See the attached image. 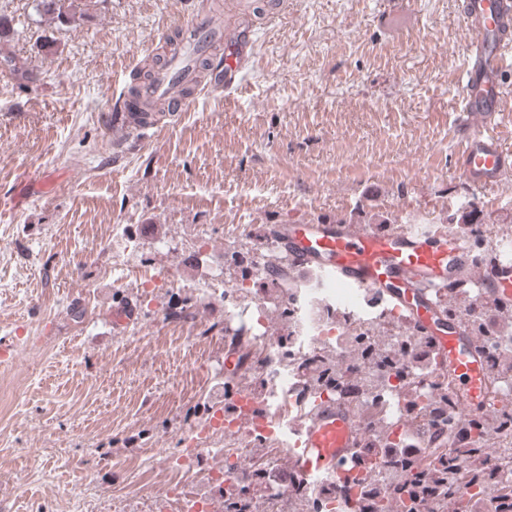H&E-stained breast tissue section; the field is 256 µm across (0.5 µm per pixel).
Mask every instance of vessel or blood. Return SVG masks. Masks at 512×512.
Segmentation results:
<instances>
[{"label": "vessel or blood", "instance_id": "b4317fda", "mask_svg": "<svg viewBox=\"0 0 512 512\" xmlns=\"http://www.w3.org/2000/svg\"><path fill=\"white\" fill-rule=\"evenodd\" d=\"M464 18L475 33L462 67L455 127L460 147L457 170L473 187L493 189L512 178V152L504 149L498 129L512 121L503 109L506 72L512 70V0H465ZM183 53L155 70L137 99L121 97L114 126L126 128L130 111L154 102L165 103L172 112L187 104L181 90L195 78L199 59L223 46L220 66L211 68L213 86L232 93L238 75L253 57L255 42L238 30H224L207 16H198L179 26ZM48 192L50 180L34 184ZM30 184L18 183L6 203L22 209L30 197ZM275 240L297 270L327 280L378 292L402 325L412 334L432 339L443 378L454 394L458 412H482L496 399L498 386L486 371L484 354L469 327L445 310L442 291L467 283L482 295L512 304V258L486 257L474 260L460 232L434 236L419 228L385 231L362 224H285L274 226ZM243 405L217 408L214 419H233L250 427L255 439L265 436L261 422L269 413L266 404L240 389ZM293 444L288 455L293 471L307 481H323L341 469L366 438L354 414L341 401L314 400L311 410L295 420L287 431Z\"/></svg>", "mask_w": 512, "mask_h": 512}]
</instances>
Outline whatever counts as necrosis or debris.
I'll list each match as a JSON object with an SVG mask.
<instances>
[{
	"label": "necrosis or debris",
	"mask_w": 512,
	"mask_h": 512,
	"mask_svg": "<svg viewBox=\"0 0 512 512\" xmlns=\"http://www.w3.org/2000/svg\"><path fill=\"white\" fill-rule=\"evenodd\" d=\"M245 273L237 284L207 279L203 288L212 298L224 302V335L243 336L262 359V386L257 395L270 408L274 436L268 447L284 454L288 447L281 429L307 410L305 395L330 400L336 386L322 383L305 391L297 388L300 365L320 355L330 364L342 362V340L352 332L375 324L383 308L382 300L362 289L348 288L325 279L309 287L294 288L288 299L270 294H255L252 283L261 276L263 259L246 244H238L233 253ZM288 305V343H281L272 331V319L281 305ZM375 407L389 409L392 431L404 424L405 400L394 373H387L382 384L364 395L361 411ZM252 435L233 426H217L211 420L187 422L172 450L146 449L141 464L173 471L176 478L146 495L140 512H242L244 500L237 483L254 478Z\"/></svg>",
	"instance_id": "4bbe7bcc"
}]
</instances>
